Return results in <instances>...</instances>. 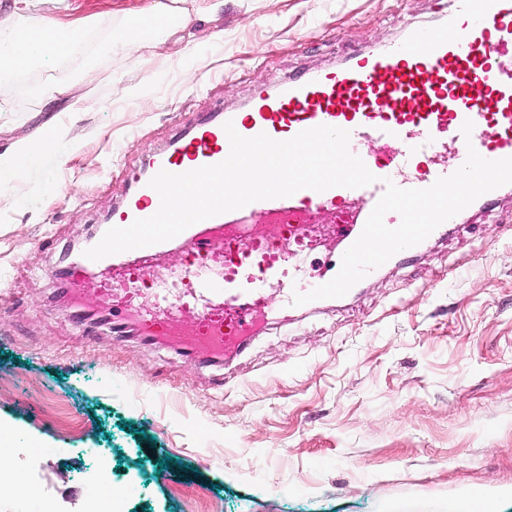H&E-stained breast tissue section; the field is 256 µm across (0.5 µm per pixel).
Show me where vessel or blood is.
I'll return each instance as SVG.
<instances>
[{"instance_id":"1","label":"vessel or blood","mask_w":512,"mask_h":512,"mask_svg":"<svg viewBox=\"0 0 512 512\" xmlns=\"http://www.w3.org/2000/svg\"><path fill=\"white\" fill-rule=\"evenodd\" d=\"M472 121L470 138L461 127ZM287 140L319 125L348 130L350 149L377 176L363 188L259 200L202 220L171 240L98 261L77 255L63 270L67 286L110 303L149 339L175 337L188 351L239 354L260 317L286 319L292 296L313 288L297 261L332 244L338 253L360 236L385 180L424 189L462 166L468 148L484 158L512 157V0H449L435 25L405 24L383 46L354 50L342 63L258 87L232 111L202 113L144 165L145 172L112 209L129 226L160 206L150 179L222 162L224 130ZM383 144L382 153L370 146ZM185 262L171 279L156 272L171 248Z\"/></svg>"}]
</instances>
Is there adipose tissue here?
I'll return each mask as SVG.
<instances>
[{
    "mask_svg": "<svg viewBox=\"0 0 512 512\" xmlns=\"http://www.w3.org/2000/svg\"><path fill=\"white\" fill-rule=\"evenodd\" d=\"M19 16L17 24L0 28V63L12 66L68 55L75 44L72 29L57 20L33 10V0H15ZM190 12L184 7L160 6L152 14L153 37L140 34L138 27H124L113 33L107 49L121 52L136 59H146L151 54L154 36L168 31L173 24L187 25ZM67 149L60 127L49 126L38 135L24 139L6 157H0V191H6L13 178L48 156L64 155Z\"/></svg>",
    "mask_w": 512,
    "mask_h": 512,
    "instance_id": "obj_1",
    "label": "adipose tissue"
}]
</instances>
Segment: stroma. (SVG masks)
<instances>
[{"instance_id":"obj_1","label":"stroma","mask_w":512,"mask_h":512,"mask_svg":"<svg viewBox=\"0 0 512 512\" xmlns=\"http://www.w3.org/2000/svg\"><path fill=\"white\" fill-rule=\"evenodd\" d=\"M170 2L45 0L39 13L75 27L73 51L0 81V156L47 125L71 145L0 197V471L56 512H84L90 448L134 488L125 512H447L456 494L512 486V196L210 365L108 318L78 325L58 301V269L106 224L131 168L201 113L448 9L195 0L150 61L106 51ZM50 83L89 111L43 98Z\"/></svg>"}]
</instances>
